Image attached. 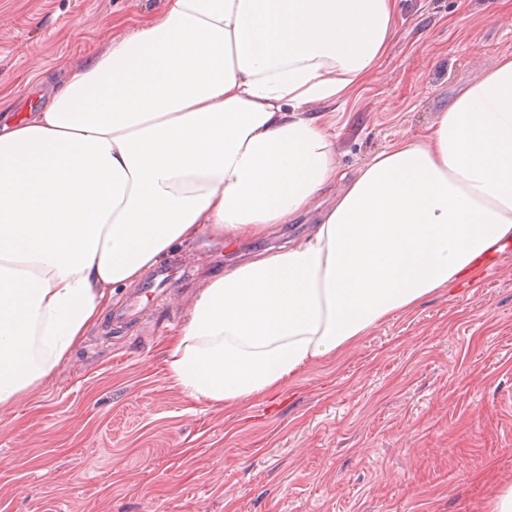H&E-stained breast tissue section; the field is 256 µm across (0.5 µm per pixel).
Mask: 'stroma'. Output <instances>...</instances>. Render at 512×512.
Here are the masks:
<instances>
[{"mask_svg":"<svg viewBox=\"0 0 512 512\" xmlns=\"http://www.w3.org/2000/svg\"><path fill=\"white\" fill-rule=\"evenodd\" d=\"M163 0H0V118L45 106L114 21ZM512 56V0H397L390 48L344 101L310 104L355 174L418 137ZM265 236L202 233L171 249L169 290L114 311L0 412V512H490L512 485V247L313 362L271 396L215 408L167 376L165 348L207 277L309 234L320 207Z\"/></svg>","mask_w":512,"mask_h":512,"instance_id":"obj_1","label":"stroma"}]
</instances>
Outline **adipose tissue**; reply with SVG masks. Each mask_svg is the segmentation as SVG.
<instances>
[{"label": "adipose tissue", "mask_w": 512, "mask_h": 512, "mask_svg": "<svg viewBox=\"0 0 512 512\" xmlns=\"http://www.w3.org/2000/svg\"><path fill=\"white\" fill-rule=\"evenodd\" d=\"M395 0H164L0 125V411L78 345L116 286L203 232L258 236L341 175L306 107L385 57ZM288 247L210 276L167 347L210 405L311 362L512 245V57L376 154Z\"/></svg>", "instance_id": "1"}]
</instances>
